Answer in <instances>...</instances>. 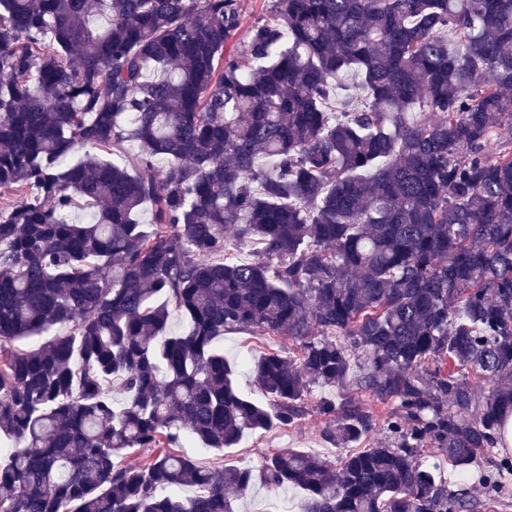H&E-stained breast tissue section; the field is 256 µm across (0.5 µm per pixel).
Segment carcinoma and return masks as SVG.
Instances as JSON below:
<instances>
[{
  "label": "carcinoma",
  "mask_w": 512,
  "mask_h": 512,
  "mask_svg": "<svg viewBox=\"0 0 512 512\" xmlns=\"http://www.w3.org/2000/svg\"><path fill=\"white\" fill-rule=\"evenodd\" d=\"M270 13L236 42L240 0H0V512H235L257 480L304 512H472L417 452L465 472L512 412V0ZM244 330L297 344L250 368L264 404L219 345ZM347 385L394 405L393 441L336 470L178 450ZM318 410L335 445L372 428L353 397Z\"/></svg>",
  "instance_id": "cac0c4a2"
}]
</instances>
